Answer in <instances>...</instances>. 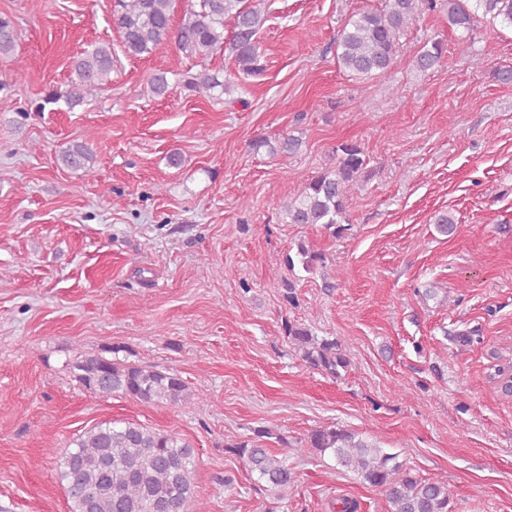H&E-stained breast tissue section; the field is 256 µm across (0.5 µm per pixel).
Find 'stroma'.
Segmentation results:
<instances>
[{
    "instance_id": "35a3bbf8",
    "label": "stroma",
    "mask_w": 512,
    "mask_h": 512,
    "mask_svg": "<svg viewBox=\"0 0 512 512\" xmlns=\"http://www.w3.org/2000/svg\"><path fill=\"white\" fill-rule=\"evenodd\" d=\"M378 4L266 0V69L246 79L228 52L127 57L112 0H0L19 31L0 57V512H69L54 456L108 419L189 441L209 512H334L340 498L388 512L332 455L299 449L327 424L447 485L452 512H512V403L486 380L512 340V82L497 77L512 68V29L482 23L463 40L427 13L389 76L358 81L336 62V34ZM433 38L445 56L423 74L412 60ZM102 41L117 59L109 89L34 111ZM203 69L224 71L223 103L181 92L180 73ZM160 70L163 96L149 85ZM288 135L297 153L252 147ZM345 140L374 171L347 230L283 223V203ZM77 142L92 144L94 176L59 163ZM442 210L452 235L432 224ZM301 242L324 262L299 273L290 305L279 277ZM287 320L340 342L347 370L308 367ZM115 347L178 374L189 404L87 393L68 362ZM260 427L295 473L288 492L226 450Z\"/></svg>"
}]
</instances>
